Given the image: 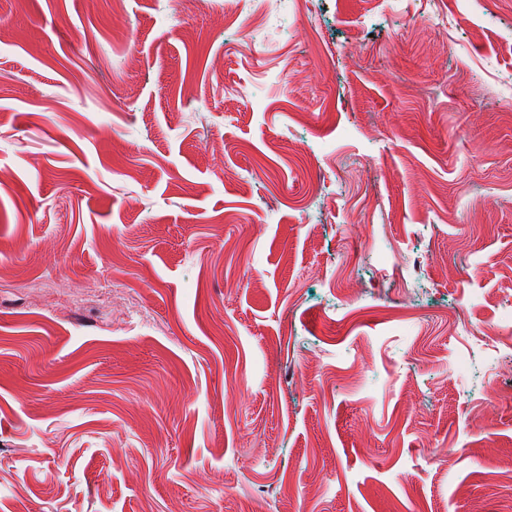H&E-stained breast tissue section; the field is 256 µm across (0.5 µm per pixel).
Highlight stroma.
I'll list each match as a JSON object with an SVG mask.
<instances>
[{
	"instance_id": "35a3bbf8",
	"label": "stroma",
	"mask_w": 512,
	"mask_h": 512,
	"mask_svg": "<svg viewBox=\"0 0 512 512\" xmlns=\"http://www.w3.org/2000/svg\"><path fill=\"white\" fill-rule=\"evenodd\" d=\"M512 0H0V512H512Z\"/></svg>"
}]
</instances>
